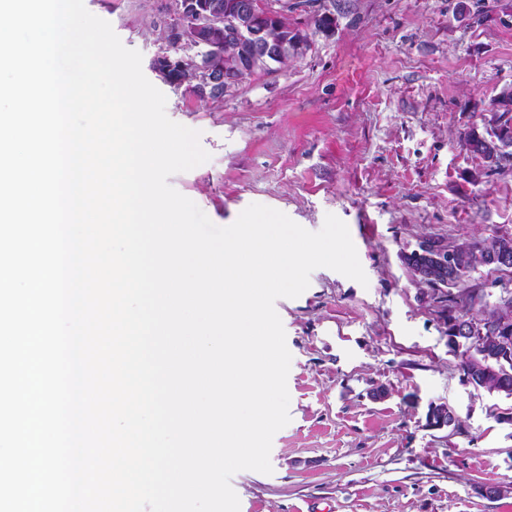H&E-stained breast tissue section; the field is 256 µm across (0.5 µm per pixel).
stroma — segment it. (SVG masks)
<instances>
[{"label": "stroma", "mask_w": 512, "mask_h": 512, "mask_svg": "<svg viewBox=\"0 0 512 512\" xmlns=\"http://www.w3.org/2000/svg\"><path fill=\"white\" fill-rule=\"evenodd\" d=\"M167 98L168 117L200 133L210 158L170 177L218 226L248 205L319 231L344 221L368 278L328 268L277 300L292 361L290 423L272 474L231 485L240 512H512V398L465 384L448 351L446 289L419 287L402 257L440 243L512 233V162L486 172L461 145L512 85V0H281L309 47L221 101L157 76L174 0H84ZM329 14L332 31L312 19ZM383 399H374L376 389ZM458 426L430 427V405Z\"/></svg>", "instance_id": "1"}]
</instances>
